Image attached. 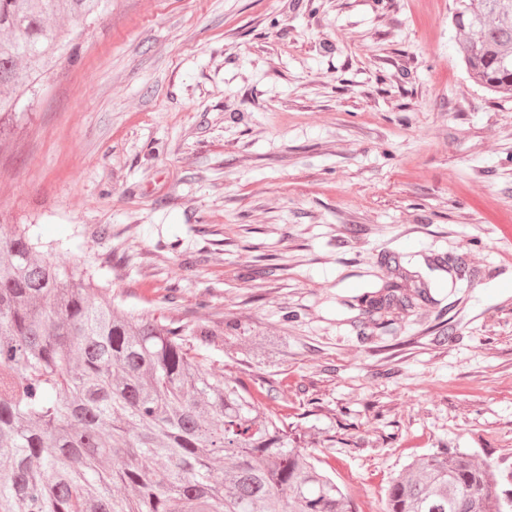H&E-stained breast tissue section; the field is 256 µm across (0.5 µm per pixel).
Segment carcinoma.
Instances as JSON below:
<instances>
[{
    "instance_id": "carcinoma-1",
    "label": "carcinoma",
    "mask_w": 512,
    "mask_h": 512,
    "mask_svg": "<svg viewBox=\"0 0 512 512\" xmlns=\"http://www.w3.org/2000/svg\"><path fill=\"white\" fill-rule=\"evenodd\" d=\"M101 2L0 0L1 115ZM451 24L470 77L512 98V0H453ZM426 295L387 283L361 302L385 328ZM238 330L122 310L21 225L0 231V512H358L288 416L261 410L269 391L207 371ZM383 512H512V489L443 450L392 479Z\"/></svg>"
}]
</instances>
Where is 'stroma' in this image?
I'll return each instance as SVG.
<instances>
[{
  "label": "stroma",
  "instance_id": "35a3bbf8",
  "mask_svg": "<svg viewBox=\"0 0 512 512\" xmlns=\"http://www.w3.org/2000/svg\"><path fill=\"white\" fill-rule=\"evenodd\" d=\"M452 0H105L0 121V224L125 307L237 322L361 512L443 448L512 488V99ZM427 300L361 327L386 282Z\"/></svg>",
  "mask_w": 512,
  "mask_h": 512
}]
</instances>
